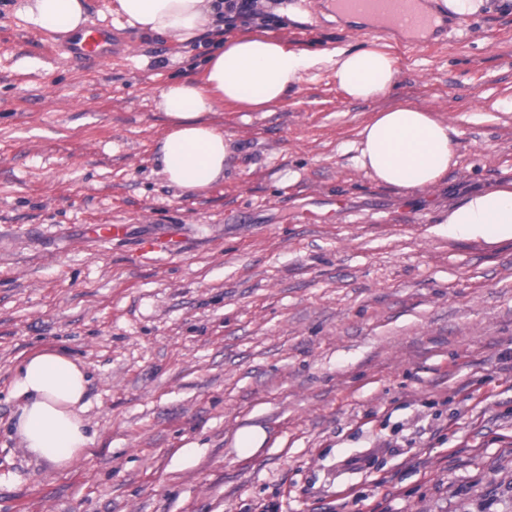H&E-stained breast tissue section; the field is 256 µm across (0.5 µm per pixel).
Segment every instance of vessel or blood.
Masks as SVG:
<instances>
[{
	"label": "vessel or blood",
	"instance_id": "obj_1",
	"mask_svg": "<svg viewBox=\"0 0 512 512\" xmlns=\"http://www.w3.org/2000/svg\"><path fill=\"white\" fill-rule=\"evenodd\" d=\"M337 8L357 16H378L387 19V27L377 28V35L387 31H421L433 25L431 15L419 7V0H335ZM110 27L87 25L66 43L67 54L78 61H109L125 53Z\"/></svg>",
	"mask_w": 512,
	"mask_h": 512
}]
</instances>
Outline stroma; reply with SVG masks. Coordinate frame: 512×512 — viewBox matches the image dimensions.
Instances as JSON below:
<instances>
[{
    "instance_id": "1",
    "label": "stroma",
    "mask_w": 512,
    "mask_h": 512,
    "mask_svg": "<svg viewBox=\"0 0 512 512\" xmlns=\"http://www.w3.org/2000/svg\"><path fill=\"white\" fill-rule=\"evenodd\" d=\"M125 56L64 51L0 6V512H512V240L448 225L512 181V8L434 45L366 36L295 0V47L374 45L397 85L370 101L308 71L265 112L209 114L222 182L169 186L154 106L209 52L124 27ZM405 100L455 127L436 184L376 183L361 127ZM121 221L124 238L92 236ZM171 237L167 253L143 241ZM52 344L89 375L93 444L70 468L16 435L14 369ZM259 427L261 447L235 444Z\"/></svg>"
}]
</instances>
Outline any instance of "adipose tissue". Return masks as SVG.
<instances>
[{"instance_id": "adipose-tissue-1", "label": "adipose tissue", "mask_w": 512, "mask_h": 512, "mask_svg": "<svg viewBox=\"0 0 512 512\" xmlns=\"http://www.w3.org/2000/svg\"><path fill=\"white\" fill-rule=\"evenodd\" d=\"M217 2L117 0V13L138 32L187 46L220 27ZM18 12L34 28L52 32H75L88 22L84 0H21ZM320 66L330 67L339 87L358 101L385 94L399 76L395 58L375 47L295 49L267 31L241 30L208 56L202 82L176 81L160 90L157 108L168 128L157 154L165 181L187 192L223 181L232 143L207 114L225 103L267 111ZM358 136V164L384 186L420 189L461 162L457 130L405 101L375 113ZM448 222L495 241L512 239V182L467 195L449 209ZM87 385L82 364L59 348L39 349L18 364L16 429L31 456L65 469L88 452Z\"/></svg>"}]
</instances>
